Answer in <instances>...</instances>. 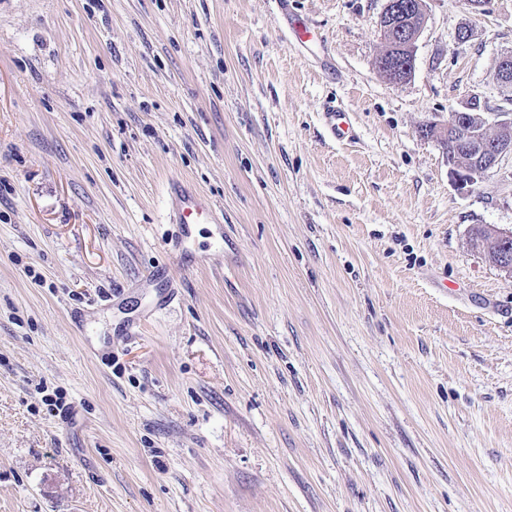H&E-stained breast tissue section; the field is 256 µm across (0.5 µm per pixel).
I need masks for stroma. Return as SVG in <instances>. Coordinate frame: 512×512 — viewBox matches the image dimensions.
Masks as SVG:
<instances>
[{"label":"stroma","mask_w":512,"mask_h":512,"mask_svg":"<svg viewBox=\"0 0 512 512\" xmlns=\"http://www.w3.org/2000/svg\"><path fill=\"white\" fill-rule=\"evenodd\" d=\"M385 4L0 0V512H512V277L470 242L512 154L461 190L425 132L512 113V0H426L401 83ZM176 179L224 261L158 310ZM325 118L330 132L336 139L344 140L351 137L349 112H345L340 108L330 107L325 112Z\"/></svg>","instance_id":"obj_1"}]
</instances>
